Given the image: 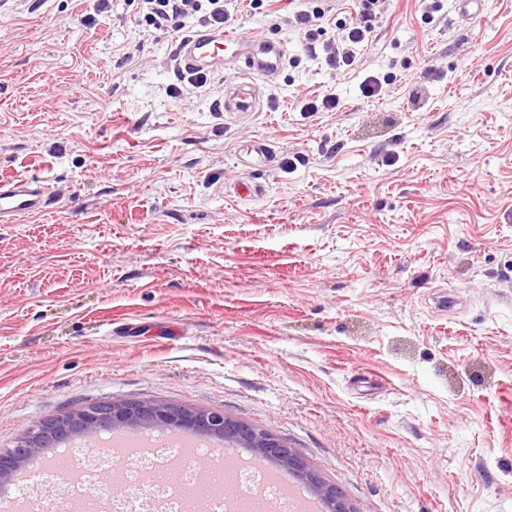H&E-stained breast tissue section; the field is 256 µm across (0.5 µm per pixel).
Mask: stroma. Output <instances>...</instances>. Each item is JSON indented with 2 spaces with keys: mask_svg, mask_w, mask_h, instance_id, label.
<instances>
[{
  "mask_svg": "<svg viewBox=\"0 0 512 512\" xmlns=\"http://www.w3.org/2000/svg\"><path fill=\"white\" fill-rule=\"evenodd\" d=\"M289 9L237 0L287 54L235 114L228 71L169 96L133 0H0V177L50 189L0 223V453L153 400L283 438L354 512H512V0H386L338 75Z\"/></svg>",
  "mask_w": 512,
  "mask_h": 512,
  "instance_id": "1",
  "label": "stroma"
}]
</instances>
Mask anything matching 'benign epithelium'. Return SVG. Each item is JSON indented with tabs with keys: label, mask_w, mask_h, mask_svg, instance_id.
Segmentation results:
<instances>
[{
	"label": "benign epithelium",
	"mask_w": 512,
	"mask_h": 512,
	"mask_svg": "<svg viewBox=\"0 0 512 512\" xmlns=\"http://www.w3.org/2000/svg\"><path fill=\"white\" fill-rule=\"evenodd\" d=\"M107 419L114 428L180 426L191 433L206 432L226 443L236 442L254 451L259 459L272 458L282 466L296 471L304 467L300 453L270 433L234 419L218 409L183 410L171 404L154 401L107 402L100 407L93 403L85 408L66 413L51 421L33 426L21 437L16 450L0 456V481L23 468L28 461L41 453L46 438L57 428L69 429L66 437L73 438L98 430L99 422ZM307 482L326 505V512H353L350 505L336 493V489L324 483L310 472Z\"/></svg>",
	"instance_id": "1"
}]
</instances>
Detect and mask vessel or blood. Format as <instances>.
<instances>
[{
	"label": "vessel or blood",
	"instance_id": "1",
	"mask_svg": "<svg viewBox=\"0 0 512 512\" xmlns=\"http://www.w3.org/2000/svg\"><path fill=\"white\" fill-rule=\"evenodd\" d=\"M285 57L283 41L257 30L197 31L178 45V61L186 70L215 73L232 67L234 76L219 102L224 112L258 111V82L275 79ZM49 200L50 191L42 181L22 175L1 178L0 222L18 214L39 215L45 212Z\"/></svg>",
	"mask_w": 512,
	"mask_h": 512
}]
</instances>
